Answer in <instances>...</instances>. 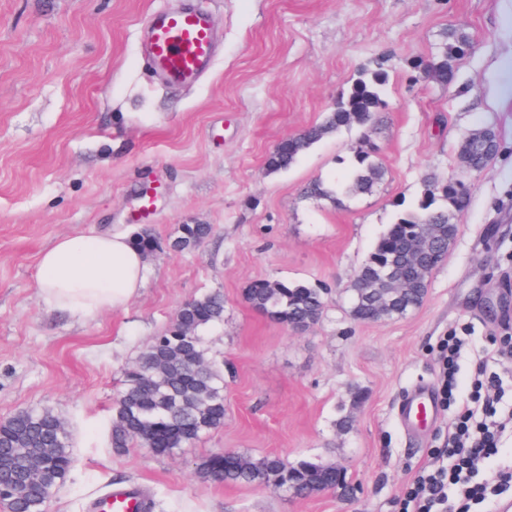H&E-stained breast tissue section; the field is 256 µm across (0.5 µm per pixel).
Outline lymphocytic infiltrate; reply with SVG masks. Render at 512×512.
Returning a JSON list of instances; mask_svg holds the SVG:
<instances>
[{
    "label": "lymphocytic infiltrate",
    "instance_id": "lymphocytic-infiltrate-1",
    "mask_svg": "<svg viewBox=\"0 0 512 512\" xmlns=\"http://www.w3.org/2000/svg\"><path fill=\"white\" fill-rule=\"evenodd\" d=\"M468 345L467 337L450 331L439 346V377L442 398H450L457 382L458 361ZM476 396L464 406L438 453V465L425 467L407 488L400 501L402 512H474L486 500L512 498V469L503 468L493 479L477 481L481 464L496 455L498 443L512 431V405L503 401V380L488 362L474 371Z\"/></svg>",
    "mask_w": 512,
    "mask_h": 512
}]
</instances>
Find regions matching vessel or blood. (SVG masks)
Returning <instances> with one entry per match:
<instances>
[{
	"mask_svg": "<svg viewBox=\"0 0 512 512\" xmlns=\"http://www.w3.org/2000/svg\"><path fill=\"white\" fill-rule=\"evenodd\" d=\"M148 65L153 74L171 86L196 83L214 61L215 44L209 16L200 10H156L143 30ZM437 401L429 388L418 386L400 410L401 418L414 423L433 416ZM139 504L136 486L112 491L97 499V512H135Z\"/></svg>",
	"mask_w": 512,
	"mask_h": 512,
	"instance_id": "obj_1",
	"label": "vessel or blood"
}]
</instances>
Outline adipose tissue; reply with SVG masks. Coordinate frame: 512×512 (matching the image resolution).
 I'll return each mask as SVG.
<instances>
[{
    "label": "adipose tissue",
    "mask_w": 512,
    "mask_h": 512,
    "mask_svg": "<svg viewBox=\"0 0 512 512\" xmlns=\"http://www.w3.org/2000/svg\"><path fill=\"white\" fill-rule=\"evenodd\" d=\"M145 258L123 233L73 234L39 257L37 286L44 304L82 321L124 307L143 287Z\"/></svg>",
    "instance_id": "adipose-tissue-1"
}]
</instances>
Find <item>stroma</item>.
I'll return each mask as SVG.
<instances>
[{
    "label": "stroma",
    "instance_id": "stroma-1",
    "mask_svg": "<svg viewBox=\"0 0 512 512\" xmlns=\"http://www.w3.org/2000/svg\"><path fill=\"white\" fill-rule=\"evenodd\" d=\"M181 2L0 0V420L47 408L68 430L74 466L48 512H84L119 480L162 512H399L455 417H398L409 390H438L441 337L461 325L469 336L458 403L476 360L512 362L502 346L512 336V0H194L221 50L206 78L171 88L147 71L139 34ZM447 45L454 78L441 85L417 64ZM377 58L389 74L380 122L269 172L272 148L321 122ZM485 128L496 156L463 171V139ZM362 145L383 173L372 193L340 204L306 196L310 183L342 178ZM428 178L467 188L447 260L417 310L355 321L356 271ZM148 184L157 197L145 223L161 242L184 224L211 225V235L148 257L145 286L124 308L77 322L45 306L41 252L71 234L136 231ZM258 279L325 288L319 322L295 332L266 319L245 300ZM212 291L224 295V319L204 336L224 363L223 425L169 455L114 451L123 368L184 301ZM225 449L337 464L349 487L296 499L203 478L198 464Z\"/></svg>",
    "mask_w": 512,
    "mask_h": 512
}]
</instances>
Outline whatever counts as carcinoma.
Returning a JSON list of instances; mask_svg holds the SVG:
<instances>
[{
	"instance_id": "1",
	"label": "carcinoma",
	"mask_w": 512,
	"mask_h": 512,
	"mask_svg": "<svg viewBox=\"0 0 512 512\" xmlns=\"http://www.w3.org/2000/svg\"><path fill=\"white\" fill-rule=\"evenodd\" d=\"M435 82L446 85L448 57L427 63ZM388 72L377 59L364 67L349 90L336 100L323 120L279 142L266 159L268 171L292 167L302 154L326 135L355 125L373 124L385 111ZM350 176L333 188L308 186L312 197L352 198L370 191L382 177L373 150L356 149L350 158ZM458 183L430 181L416 203L396 212L361 264L356 279L367 289L351 292L350 312L358 321H376L381 312V273L395 269L410 282V290L397 299L391 318H402L423 302L428 279L447 257L458 230ZM208 224H185L168 247L191 251L210 236ZM131 244L149 257L162 249L147 227L131 234ZM325 291L317 286L288 281L256 280L245 300L268 320L287 326L321 318ZM224 319V295L206 293L183 302L174 322L140 353L123 373V389L112 403V447L136 445L169 454L224 424V364L209 355L203 331ZM42 468L36 487L19 501L4 499L11 512H47L52 492L67 479L73 465L70 435L50 410L27 408L0 421V483L7 482L28 461ZM297 468L276 456L246 468L216 452L199 464L205 477L224 484L256 483L288 492V473Z\"/></svg>"
}]
</instances>
